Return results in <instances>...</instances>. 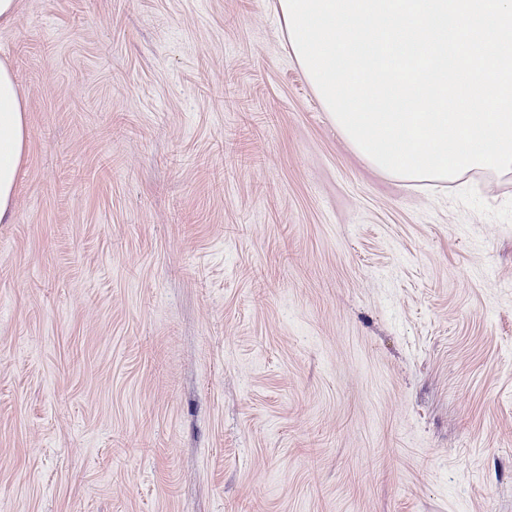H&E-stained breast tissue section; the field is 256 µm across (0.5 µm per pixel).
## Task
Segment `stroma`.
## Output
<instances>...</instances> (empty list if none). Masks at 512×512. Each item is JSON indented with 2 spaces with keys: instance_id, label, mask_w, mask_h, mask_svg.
<instances>
[{
  "instance_id": "35a3bbf8",
  "label": "stroma",
  "mask_w": 512,
  "mask_h": 512,
  "mask_svg": "<svg viewBox=\"0 0 512 512\" xmlns=\"http://www.w3.org/2000/svg\"><path fill=\"white\" fill-rule=\"evenodd\" d=\"M276 2L0 24V512H512V173L371 168ZM28 130L26 106L17 89L12 70L0 61V223L10 224L15 216L16 175L26 151Z\"/></svg>"
}]
</instances>
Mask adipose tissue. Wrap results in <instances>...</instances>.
Listing matches in <instances>:
<instances>
[{
	"mask_svg": "<svg viewBox=\"0 0 512 512\" xmlns=\"http://www.w3.org/2000/svg\"><path fill=\"white\" fill-rule=\"evenodd\" d=\"M28 130L26 106L17 89L12 70L0 61V223L15 216L16 175L26 151Z\"/></svg>",
	"mask_w": 512,
	"mask_h": 512,
	"instance_id": "obj_1",
	"label": "adipose tissue"
}]
</instances>
